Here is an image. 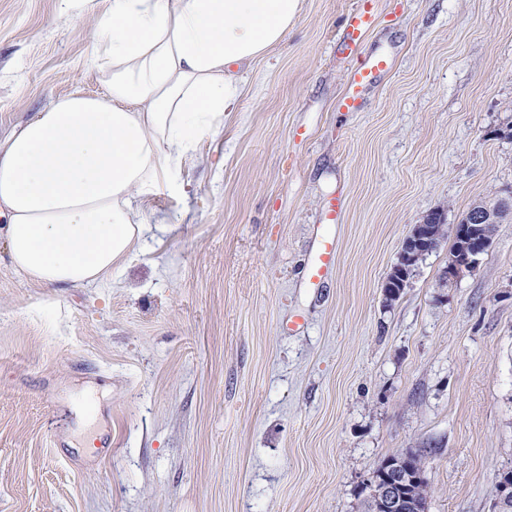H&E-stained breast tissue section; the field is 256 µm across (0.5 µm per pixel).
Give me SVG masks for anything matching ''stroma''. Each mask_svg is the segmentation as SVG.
<instances>
[{
  "instance_id": "35a3bbf8",
  "label": "stroma",
  "mask_w": 512,
  "mask_h": 512,
  "mask_svg": "<svg viewBox=\"0 0 512 512\" xmlns=\"http://www.w3.org/2000/svg\"><path fill=\"white\" fill-rule=\"evenodd\" d=\"M356 0H305L126 270L44 288L0 236V512H362L384 458L428 512H493L512 469V221L475 268L451 239L382 285L412 227L512 197V0H380L392 69L336 103ZM94 13L0 0V137L102 94ZM342 203L328 223L329 200ZM336 262L308 277L323 238Z\"/></svg>"
}]
</instances>
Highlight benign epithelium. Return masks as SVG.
I'll return each instance as SVG.
<instances>
[{
  "label": "benign epithelium",
  "mask_w": 512,
  "mask_h": 512,
  "mask_svg": "<svg viewBox=\"0 0 512 512\" xmlns=\"http://www.w3.org/2000/svg\"><path fill=\"white\" fill-rule=\"evenodd\" d=\"M493 216L485 208H472L454 225L458 249L448 255L447 273L455 275L463 268H472L479 263L490 243L486 225ZM442 239L433 225L416 224L405 239L399 254V262L382 285L383 293L395 285L407 283L416 261L435 251ZM424 480V465L412 453H403L380 461L363 483L362 491L372 502L373 512H404L411 505L416 512H427V501L409 502L405 493L407 483ZM496 512H512V472L503 471L497 478Z\"/></svg>",
  "instance_id": "obj_1"
}]
</instances>
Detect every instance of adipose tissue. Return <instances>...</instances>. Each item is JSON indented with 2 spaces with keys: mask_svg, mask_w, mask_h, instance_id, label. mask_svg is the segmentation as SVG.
I'll list each match as a JSON object with an SVG mask.
<instances>
[{
  "mask_svg": "<svg viewBox=\"0 0 512 512\" xmlns=\"http://www.w3.org/2000/svg\"><path fill=\"white\" fill-rule=\"evenodd\" d=\"M92 61L104 97L53 100L0 138V228L40 286L83 287L122 268L151 200L217 134L239 69L283 44L303 0H106Z\"/></svg>",
  "mask_w": 512,
  "mask_h": 512,
  "instance_id": "ef3b65f1",
  "label": "adipose tissue"
}]
</instances>
